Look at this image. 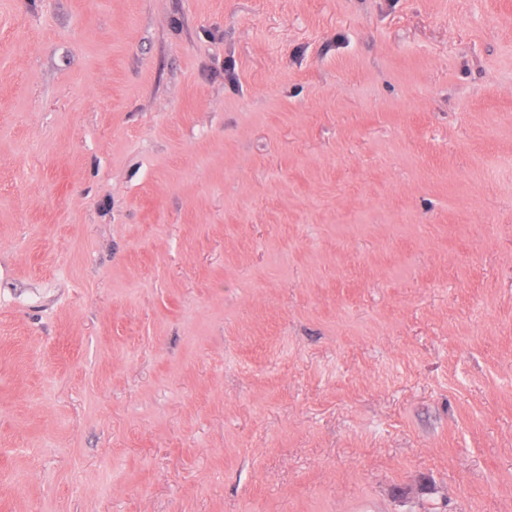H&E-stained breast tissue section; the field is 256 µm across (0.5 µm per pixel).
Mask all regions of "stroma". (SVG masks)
Returning <instances> with one entry per match:
<instances>
[{"label":"stroma","instance_id":"obj_1","mask_svg":"<svg viewBox=\"0 0 512 512\" xmlns=\"http://www.w3.org/2000/svg\"><path fill=\"white\" fill-rule=\"evenodd\" d=\"M0 512H512V0H0Z\"/></svg>","mask_w":512,"mask_h":512}]
</instances>
